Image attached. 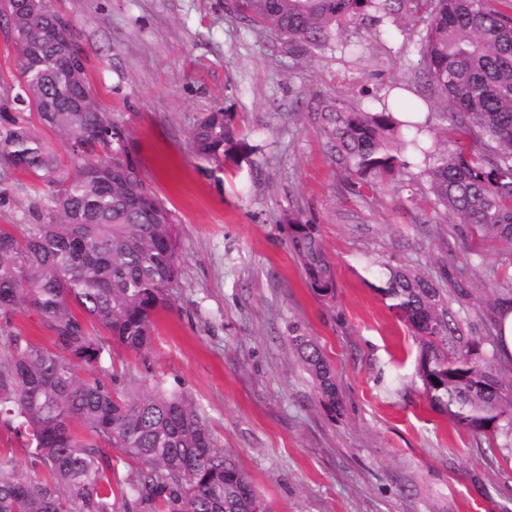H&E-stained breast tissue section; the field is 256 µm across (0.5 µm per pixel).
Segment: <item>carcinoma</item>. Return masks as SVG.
<instances>
[{
    "mask_svg": "<svg viewBox=\"0 0 512 512\" xmlns=\"http://www.w3.org/2000/svg\"><path fill=\"white\" fill-rule=\"evenodd\" d=\"M226 9L289 50L322 48L339 27L372 11L377 22L409 23L422 14L420 66L448 111L481 152L467 154L433 139L426 123L401 121L383 104L321 113L338 160L375 188L416 169L429 181L432 204L473 235L506 244L512 265V17L485 0H227ZM60 18L53 4L19 24L20 81L0 104V160L54 189L29 211V223L0 227V311H34L52 338L47 347L4 331L0 421L26 439L43 470L18 475L0 454V512H269L232 457L216 449L193 401L156 386L135 392L102 369L114 344L135 353L150 343L153 318L170 304L179 278V236L170 210L152 193L132 159L125 129L90 99L72 108L39 31ZM44 64L32 68L30 50ZM64 138L77 164L66 176L36 125ZM224 113L196 128L192 148L217 166ZM112 150L108 160L98 149ZM290 246L312 291L333 298L336 279L317 228L288 217ZM387 307L410 330L417 374L430 407L476 436L512 450V364L498 360L497 325L473 335L464 305L468 268L448 274V287L414 267L367 261ZM101 327L106 337L95 333ZM290 341L331 416L342 408L334 370L319 345L298 328ZM142 464L127 480L109 450Z\"/></svg>",
    "mask_w": 512,
    "mask_h": 512,
    "instance_id": "cac0c4a2",
    "label": "carcinoma"
}]
</instances>
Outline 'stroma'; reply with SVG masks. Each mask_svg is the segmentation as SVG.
Instances as JSON below:
<instances>
[{
	"label": "stroma",
	"mask_w": 512,
	"mask_h": 512,
	"mask_svg": "<svg viewBox=\"0 0 512 512\" xmlns=\"http://www.w3.org/2000/svg\"><path fill=\"white\" fill-rule=\"evenodd\" d=\"M85 55L97 105L127 145L180 236V275L148 351L113 348L107 371L185 392L271 512H512V453L432 410L417 347L360 258L439 277L471 267L467 292L496 319L485 282L512 279L505 245L435 213L426 178L355 184L317 115L357 109L396 83L418 100L425 21L366 19L326 48L288 53L224 9L225 0H52ZM358 43L349 55L343 42ZM223 111L233 158H199L193 133ZM29 179L0 163V225L28 221ZM316 224L336 293L306 284L287 214ZM300 327L336 374L329 417L288 336Z\"/></svg>",
	"instance_id": "obj_1"
}]
</instances>
